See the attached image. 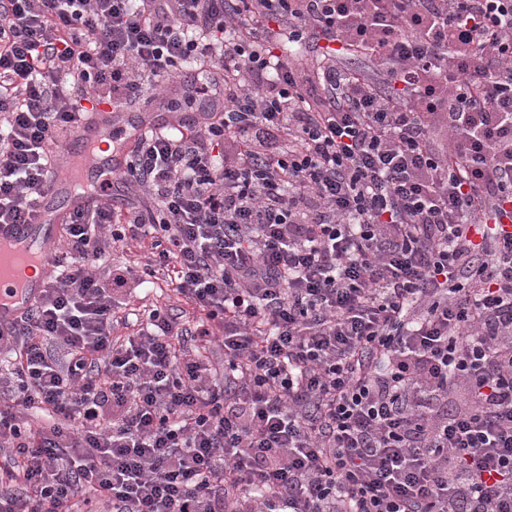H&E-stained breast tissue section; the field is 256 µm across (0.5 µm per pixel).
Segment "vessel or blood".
Returning <instances> with one entry per match:
<instances>
[{"label":"vessel or blood","instance_id":"b4317fda","mask_svg":"<svg viewBox=\"0 0 512 512\" xmlns=\"http://www.w3.org/2000/svg\"><path fill=\"white\" fill-rule=\"evenodd\" d=\"M182 114L163 109L152 121H142L132 107H95L80 113L64 145L54 154V175L38 198L35 216L27 224L0 226V250L36 256L31 273H20L9 264L0 266V331L8 332L16 319L41 298L56 275L58 229L70 215L102 204L117 202V176L126 167L115 155H102L112 139V128L121 125L126 143L145 132L180 126Z\"/></svg>","mask_w":512,"mask_h":512}]
</instances>
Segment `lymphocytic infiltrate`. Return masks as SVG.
<instances>
[{"mask_svg": "<svg viewBox=\"0 0 512 512\" xmlns=\"http://www.w3.org/2000/svg\"><path fill=\"white\" fill-rule=\"evenodd\" d=\"M283 37L377 75L308 99ZM195 60L224 103L137 141L153 207L71 216L0 334V512H512V0H0V225L84 101ZM138 236L153 265L96 273ZM157 265L194 330L113 339Z\"/></svg>", "mask_w": 512, "mask_h": 512, "instance_id": "obj_1", "label": "lymphocytic infiltrate"}]
</instances>
